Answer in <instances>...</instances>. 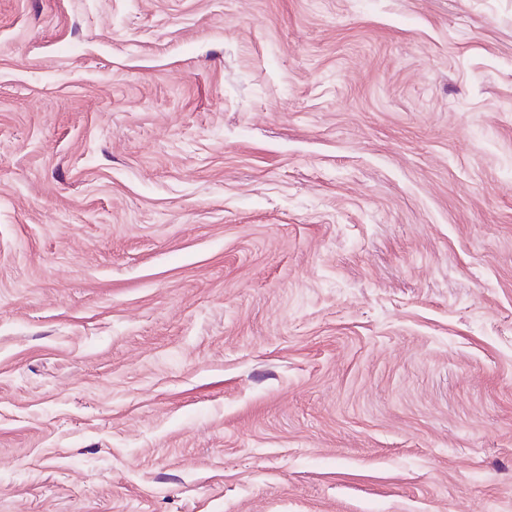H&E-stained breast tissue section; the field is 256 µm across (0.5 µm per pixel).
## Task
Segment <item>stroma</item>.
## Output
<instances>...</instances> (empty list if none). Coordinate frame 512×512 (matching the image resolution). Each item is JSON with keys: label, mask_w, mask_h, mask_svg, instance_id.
<instances>
[{"label": "stroma", "mask_w": 512, "mask_h": 512, "mask_svg": "<svg viewBox=\"0 0 512 512\" xmlns=\"http://www.w3.org/2000/svg\"><path fill=\"white\" fill-rule=\"evenodd\" d=\"M0 512H512V0H0Z\"/></svg>", "instance_id": "stroma-1"}]
</instances>
